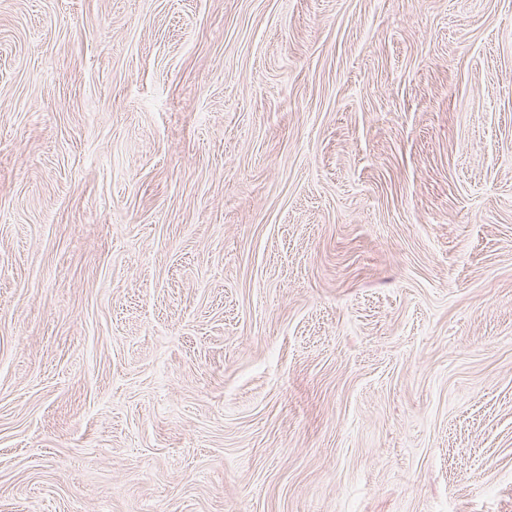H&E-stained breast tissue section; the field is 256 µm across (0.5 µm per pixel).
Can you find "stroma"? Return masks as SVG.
Returning a JSON list of instances; mask_svg holds the SVG:
<instances>
[{
    "mask_svg": "<svg viewBox=\"0 0 512 512\" xmlns=\"http://www.w3.org/2000/svg\"><path fill=\"white\" fill-rule=\"evenodd\" d=\"M0 512H512V0H0Z\"/></svg>",
    "mask_w": 512,
    "mask_h": 512,
    "instance_id": "obj_1",
    "label": "stroma"
}]
</instances>
